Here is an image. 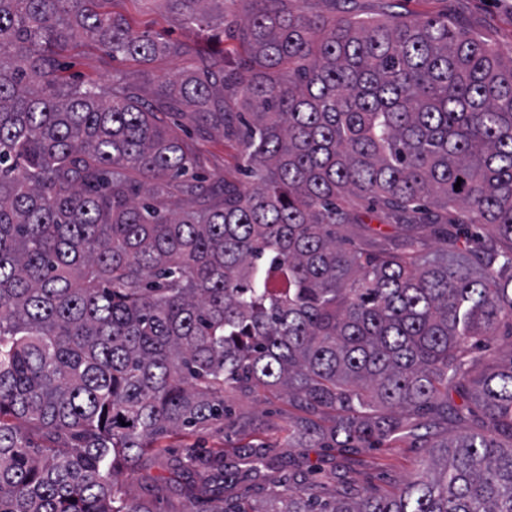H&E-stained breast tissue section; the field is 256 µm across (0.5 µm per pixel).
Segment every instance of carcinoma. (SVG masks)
Here are the masks:
<instances>
[{
  "label": "carcinoma",
  "mask_w": 512,
  "mask_h": 512,
  "mask_svg": "<svg viewBox=\"0 0 512 512\" xmlns=\"http://www.w3.org/2000/svg\"><path fill=\"white\" fill-rule=\"evenodd\" d=\"M111 2L0 0V512H153L121 477L260 387L301 408L297 448L413 438V413L462 415L451 391L490 429L434 441L392 495L325 499L298 472L257 509L224 497V450L170 458L212 512H512V365L472 375L512 336V60L446 17L346 0H239L231 20L224 0H163L219 29L203 46ZM80 34L193 65L151 92L70 82L57 56ZM185 108L199 141L240 144L251 184L199 178L201 148L160 118ZM355 198L441 247L346 242ZM271 466L259 441L234 475Z\"/></svg>",
  "instance_id": "carcinoma-1"
}]
</instances>
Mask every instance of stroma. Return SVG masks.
<instances>
[{
  "label": "stroma",
  "instance_id": "1",
  "mask_svg": "<svg viewBox=\"0 0 512 512\" xmlns=\"http://www.w3.org/2000/svg\"><path fill=\"white\" fill-rule=\"evenodd\" d=\"M114 7L123 12L133 27L140 31L158 32L165 37L186 42L194 41L196 32L185 27L169 13L162 0L142 5L140 0H116ZM354 13L381 17L389 13L406 16H440L450 24L487 41L502 58H512V0H353ZM65 77L82 81L107 83L119 72L132 82L150 80L159 83L187 70L190 58L156 56L143 65L130 59H114L90 38L78 36L65 52ZM241 157L236 142L213 137L203 144V171L210 178L241 179ZM233 418H250L254 435L232 430L221 433L205 430L183 439L174 440L176 449L203 446L223 448L225 462H232L237 451L258 438L267 444L273 466L263 479L242 483L225 489L228 497L242 496L260 503L269 488L302 469L318 482V492L330 496L335 486L328 477L335 466H342L348 488L382 496L394 491L416 472L421 461L429 455L422 443L405 439L379 448H292L288 445V424L299 416V408L286 395L257 390L250 394L230 396ZM179 478L151 459H144L135 475L124 478L128 496L135 501H148L155 512H198L199 502L182 497L178 491Z\"/></svg>",
  "mask_w": 512,
  "mask_h": 512
}]
</instances>
